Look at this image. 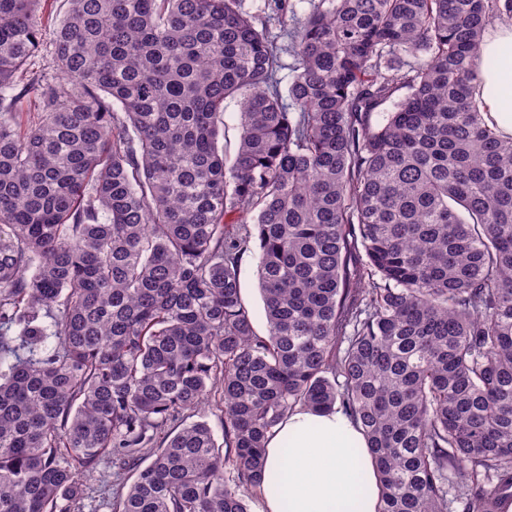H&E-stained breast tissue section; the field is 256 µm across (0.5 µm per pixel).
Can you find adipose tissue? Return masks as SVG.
<instances>
[{"label":"adipose tissue","instance_id":"obj_1","mask_svg":"<svg viewBox=\"0 0 512 512\" xmlns=\"http://www.w3.org/2000/svg\"><path fill=\"white\" fill-rule=\"evenodd\" d=\"M481 55L498 60L480 72L481 110L498 134L512 137L502 95L512 90V25L486 36ZM257 496L258 512H380V477L360 424L338 408L294 409L267 437Z\"/></svg>","mask_w":512,"mask_h":512}]
</instances>
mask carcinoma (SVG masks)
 <instances>
[{"label":"carcinoma","instance_id":"1","mask_svg":"<svg viewBox=\"0 0 512 512\" xmlns=\"http://www.w3.org/2000/svg\"><path fill=\"white\" fill-rule=\"evenodd\" d=\"M40 2L0 0V512H78L105 454L135 472L113 512H249L297 406L361 424L381 512H497L512 137L474 87L512 0H267L276 33L242 0H67L23 123ZM216 391L224 446L166 430ZM238 112L239 105L236 101H226L224 104V146L233 153L238 136ZM258 261L259 251L256 243L252 240L248 249L241 256L239 263V279L242 296L249 309L254 330L258 335L264 336L267 334V320L258 285Z\"/></svg>","mask_w":512,"mask_h":512}]
</instances>
